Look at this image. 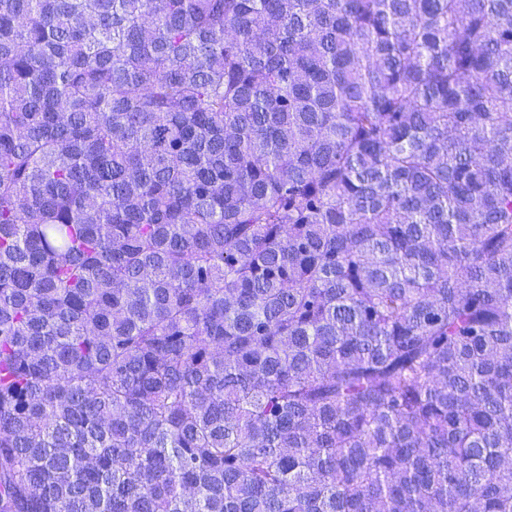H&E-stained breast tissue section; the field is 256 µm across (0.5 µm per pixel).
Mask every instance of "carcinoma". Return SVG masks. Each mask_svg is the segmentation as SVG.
<instances>
[{
    "mask_svg": "<svg viewBox=\"0 0 512 512\" xmlns=\"http://www.w3.org/2000/svg\"><path fill=\"white\" fill-rule=\"evenodd\" d=\"M0 512H512V0H0Z\"/></svg>",
    "mask_w": 512,
    "mask_h": 512,
    "instance_id": "carcinoma-1",
    "label": "carcinoma"
}]
</instances>
